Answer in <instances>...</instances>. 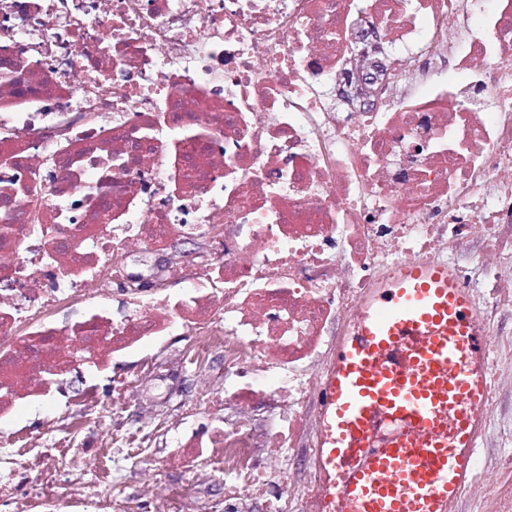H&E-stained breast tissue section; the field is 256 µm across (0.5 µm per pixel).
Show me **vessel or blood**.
Returning a JSON list of instances; mask_svg holds the SVG:
<instances>
[{
  "instance_id": "obj_1",
  "label": "vessel or blood",
  "mask_w": 512,
  "mask_h": 512,
  "mask_svg": "<svg viewBox=\"0 0 512 512\" xmlns=\"http://www.w3.org/2000/svg\"><path fill=\"white\" fill-rule=\"evenodd\" d=\"M416 338L406 367L396 347ZM485 342L471 294L446 265H411L364 306L336 348L323 389L317 455L336 471L327 496L347 512H447L473 473L484 408ZM379 420L420 432L386 448L364 438Z\"/></svg>"
}]
</instances>
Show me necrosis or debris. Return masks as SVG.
<instances>
[{
    "label": "necrosis or debris",
    "instance_id": "4bbe7bcc",
    "mask_svg": "<svg viewBox=\"0 0 512 512\" xmlns=\"http://www.w3.org/2000/svg\"><path fill=\"white\" fill-rule=\"evenodd\" d=\"M480 3L0 0L6 512H128L83 484L106 406L72 402L67 378L170 336L185 370L222 356L224 385L169 425L153 463L181 480L151 512H202L218 480L203 512H341L317 462L321 394L371 290L474 234L485 279L455 274L483 335L512 311V0ZM378 27L386 89L342 111L326 89L362 70ZM78 306L92 316L70 321ZM45 402L53 440L14 427ZM200 409L203 437L187 427ZM141 419L115 436L110 482L141 462L151 407ZM479 467L463 498L512 512V456Z\"/></svg>",
    "mask_w": 512,
    "mask_h": 512
}]
</instances>
